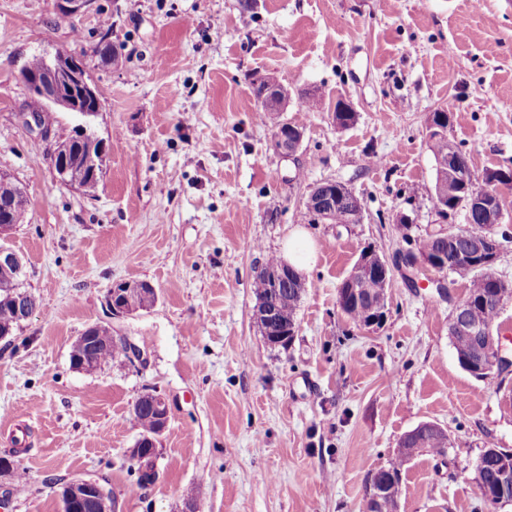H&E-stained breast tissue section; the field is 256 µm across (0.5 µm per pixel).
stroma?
<instances>
[{"label":"stroma","mask_w":512,"mask_h":512,"mask_svg":"<svg viewBox=\"0 0 512 512\" xmlns=\"http://www.w3.org/2000/svg\"><path fill=\"white\" fill-rule=\"evenodd\" d=\"M102 41L116 56L90 71L107 152L90 199L20 120L19 71ZM263 75L323 97L319 111L294 98L283 113L304 133L292 157L258 118ZM341 99L357 114L347 128L332 120ZM439 109L475 173L512 166V0H95L71 26L51 0H0V167L28 197L6 245L40 302L0 339V456L21 473L0 477V512H62L79 479L116 512H182L189 495L199 512H363L373 473L424 422L452 446L404 465L399 512H512L464 479L484 449H512V406L461 368L448 337L467 280L446 301L440 272L392 269L387 317L370 329L337 304L363 249L390 259L402 233L434 230L425 121ZM328 180L360 200L362 223L310 220L303 200ZM297 226L316 263L296 335L273 347L252 318L254 269ZM132 280L156 302L112 315L109 289ZM91 324L129 351L85 372L70 348ZM152 390L169 422L143 486L130 410Z\"/></svg>","instance_id":"1"}]
</instances>
